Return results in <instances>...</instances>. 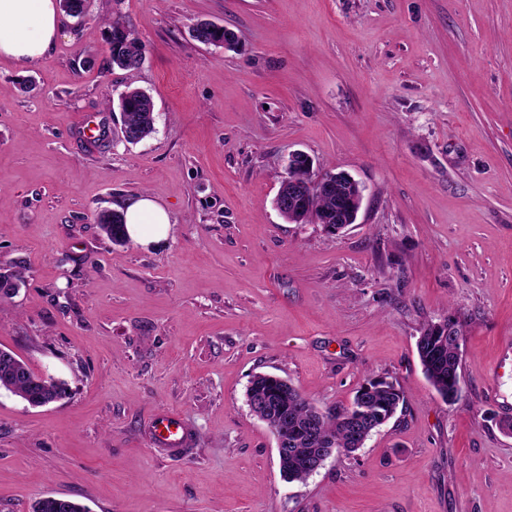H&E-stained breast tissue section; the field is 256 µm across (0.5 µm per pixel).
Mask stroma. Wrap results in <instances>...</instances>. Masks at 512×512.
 I'll return each mask as SVG.
<instances>
[{
  "label": "stroma",
  "mask_w": 512,
  "mask_h": 512,
  "mask_svg": "<svg viewBox=\"0 0 512 512\" xmlns=\"http://www.w3.org/2000/svg\"><path fill=\"white\" fill-rule=\"evenodd\" d=\"M122 16L144 62L107 69ZM233 31L235 49L192 37ZM155 106L136 144L106 104ZM113 133L83 144L80 122ZM365 188L331 235L274 200L294 151ZM171 214L156 248L97 216L138 193ZM0 348L65 382L32 407L0 391V512L64 496L91 512H512V0H90L46 58L0 59ZM455 314L461 391L416 341ZM321 408L371 376L402 411L353 457L285 481L250 412L252 375ZM194 444L154 449L158 412Z\"/></svg>",
  "instance_id": "stroma-1"
}]
</instances>
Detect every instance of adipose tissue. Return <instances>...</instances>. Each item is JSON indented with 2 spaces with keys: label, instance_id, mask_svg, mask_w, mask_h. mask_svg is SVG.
<instances>
[{
  "label": "adipose tissue",
  "instance_id": "ef3b65f1",
  "mask_svg": "<svg viewBox=\"0 0 512 512\" xmlns=\"http://www.w3.org/2000/svg\"><path fill=\"white\" fill-rule=\"evenodd\" d=\"M62 29L57 0H0V58L25 68L42 61ZM127 234L150 246L165 241L168 211L150 195L140 193L123 204Z\"/></svg>",
  "mask_w": 512,
  "mask_h": 512
}]
</instances>
